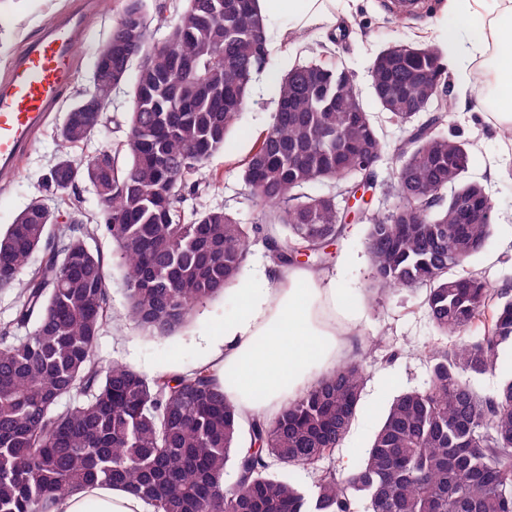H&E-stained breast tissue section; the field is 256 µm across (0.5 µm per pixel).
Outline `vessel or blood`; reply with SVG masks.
Returning <instances> with one entry per match:
<instances>
[{
	"label": "vessel or blood",
	"mask_w": 512,
	"mask_h": 512,
	"mask_svg": "<svg viewBox=\"0 0 512 512\" xmlns=\"http://www.w3.org/2000/svg\"><path fill=\"white\" fill-rule=\"evenodd\" d=\"M98 0H74L31 40L0 82V182H12L37 132L70 82L75 51L89 35Z\"/></svg>",
	"instance_id": "1"
}]
</instances>
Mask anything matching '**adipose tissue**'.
<instances>
[{
	"mask_svg": "<svg viewBox=\"0 0 512 512\" xmlns=\"http://www.w3.org/2000/svg\"><path fill=\"white\" fill-rule=\"evenodd\" d=\"M348 0H258L262 15L287 19L292 28L336 24ZM451 19L438 34L453 48L451 65L461 67L485 55L490 45L512 46V0H442ZM477 21L481 34L463 38L460 23ZM236 311L205 337L203 363L243 416L277 414L306 387L314 371L332 367L343 337L353 335L348 293L330 276L318 279L292 267L260 273L235 290ZM56 512H144L134 495L94 485L59 499Z\"/></svg>",
	"mask_w": 512,
	"mask_h": 512,
	"instance_id": "1",
	"label": "adipose tissue"
}]
</instances>
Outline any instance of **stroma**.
I'll use <instances>...</instances> for the list:
<instances>
[{
    "mask_svg": "<svg viewBox=\"0 0 512 512\" xmlns=\"http://www.w3.org/2000/svg\"><path fill=\"white\" fill-rule=\"evenodd\" d=\"M72 0H10V27L0 33V78L10 61L29 40L34 39L55 14L67 9ZM123 0H103L100 11L91 20L88 40L76 51L73 78L58 105L57 115L38 134L36 143L20 165L18 177L0 185V230L12 224L17 214L32 200L57 204L66 198L63 190L50 188L47 177L59 154L57 130L67 109L91 86L94 56L110 37ZM438 15L430 11L398 21L384 8V0H356L355 5L333 30L323 26L306 28L293 34L284 20L267 24L270 63L257 79L250 99L226 138L223 151L212 157L207 169L220 177L216 188L188 197L187 206L200 209L221 207L244 224L260 220V209L247 192L239 162L251 150L257 131L268 127L278 100L281 77L298 62L316 59L327 65H343L354 74L362 102L380 128L385 151H392L406 134L375 102L370 89L369 71L375 56L395 43H432ZM476 75L472 69H460L450 76L454 110L441 125L443 134L457 135L472 154L467 179L481 182L494 204L493 232L485 247L472 260V270L481 272L493 285L512 283V141L499 137L486 106L475 94ZM366 227L348 225L337 242V254H351L350 263L335 262L333 271L361 312L358 331L336 353L344 362L365 350L369 340H381L383 348L367 357V381L362 409L342 448L337 463L351 467L361 458L379 424L382 410L394 396L408 389L424 388L428 382L426 364L408 354L411 346L426 344L435 331L421 306L420 292L373 289V271L365 248ZM98 247L110 267L108 293L112 320L102 330L94 355L102 364L127 363L147 376L171 367L194 368L199 359V342L236 307L233 291L198 305L190 321L173 336L156 338L145 335L126 317V285L122 269L107 240Z\"/></svg>",
    "mask_w": 512,
    "mask_h": 512,
    "instance_id": "1",
    "label": "stroma"
}]
</instances>
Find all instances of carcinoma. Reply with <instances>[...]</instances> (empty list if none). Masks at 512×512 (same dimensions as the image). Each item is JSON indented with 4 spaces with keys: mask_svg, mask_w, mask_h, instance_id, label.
Listing matches in <instances>:
<instances>
[{
    "mask_svg": "<svg viewBox=\"0 0 512 512\" xmlns=\"http://www.w3.org/2000/svg\"><path fill=\"white\" fill-rule=\"evenodd\" d=\"M154 11L168 28L161 42L150 39L147 0H125L111 56L94 59L95 124L73 106L59 128L65 144L90 142L107 122L110 84L129 86L131 107L117 123L124 138L59 155L48 178L57 190L89 184L98 211L62 226L60 208L35 200L0 234V289L17 292L0 328V512H54L62 495L95 483L135 494L149 512H356L359 493L368 512H512V375L492 395L471 380L512 355V290L467 269L491 224L456 223L453 199L486 191L466 179L465 143L437 131L453 111L449 93L432 91V75L448 81L440 44L379 55L370 71L372 83L394 89L378 103L410 137L392 153L396 205L365 216L373 287L424 291L437 336L412 350L427 386L396 396L351 471L333 462L361 411L362 354L246 429L207 368L147 377L95 359L112 314L109 273L91 243L112 242L128 317L170 337L238 279L254 241L282 268L313 242L306 266L326 267V247L344 235L341 207L335 193L306 189L375 183L374 163L359 156L383 153L352 72L303 62L281 78L272 123L240 164L260 223L178 207L218 183L206 164L267 67V20L257 0H186L171 23L167 4L157 0ZM428 101V115L411 111ZM274 462L318 469L313 492L271 473ZM230 469L242 477L235 493Z\"/></svg>",
    "mask_w": 512,
    "mask_h": 512,
    "instance_id": "cac0c4a2",
    "label": "carcinoma"
}]
</instances>
